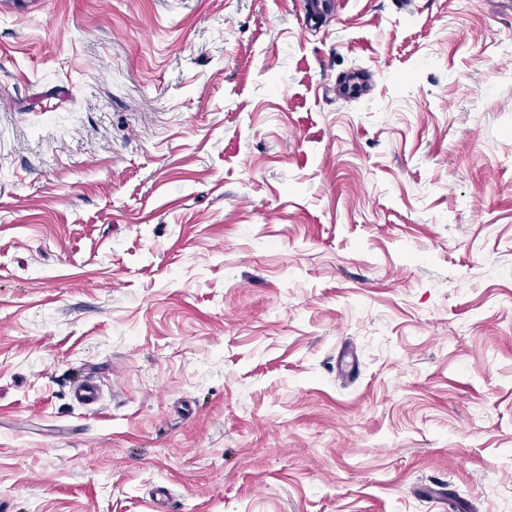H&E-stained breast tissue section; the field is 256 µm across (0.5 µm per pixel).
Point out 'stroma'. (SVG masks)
I'll use <instances>...</instances> for the list:
<instances>
[{
    "mask_svg": "<svg viewBox=\"0 0 512 512\" xmlns=\"http://www.w3.org/2000/svg\"><path fill=\"white\" fill-rule=\"evenodd\" d=\"M159 485L512 512L500 0H0V512Z\"/></svg>",
    "mask_w": 512,
    "mask_h": 512,
    "instance_id": "obj_1",
    "label": "stroma"
}]
</instances>
